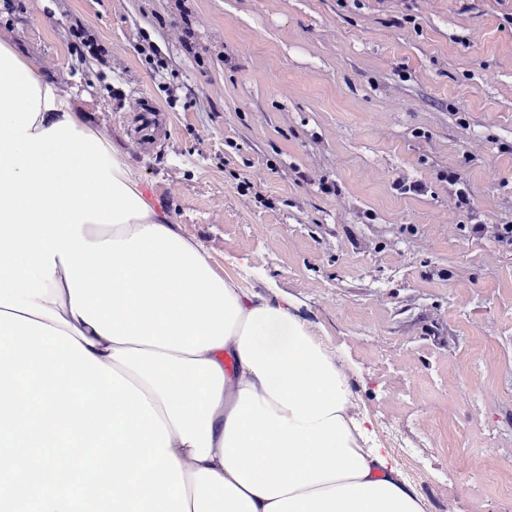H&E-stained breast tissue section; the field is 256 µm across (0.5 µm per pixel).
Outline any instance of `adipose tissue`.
I'll list each match as a JSON object with an SVG mask.
<instances>
[{"label": "adipose tissue", "instance_id": "adipose-tissue-1", "mask_svg": "<svg viewBox=\"0 0 512 512\" xmlns=\"http://www.w3.org/2000/svg\"><path fill=\"white\" fill-rule=\"evenodd\" d=\"M0 310L141 390L190 512H423L287 298L220 275L71 93L0 40Z\"/></svg>", "mask_w": 512, "mask_h": 512}]
</instances>
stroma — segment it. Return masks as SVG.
Wrapping results in <instances>:
<instances>
[{"label":"stroma","instance_id":"35a3bbf8","mask_svg":"<svg viewBox=\"0 0 512 512\" xmlns=\"http://www.w3.org/2000/svg\"><path fill=\"white\" fill-rule=\"evenodd\" d=\"M78 23L99 55L75 52ZM0 39L219 271L342 352L361 412L437 408L435 439L406 426L411 459L373 432L424 512H500L512 248L471 227L512 222V0H0Z\"/></svg>","mask_w":512,"mask_h":512}]
</instances>
